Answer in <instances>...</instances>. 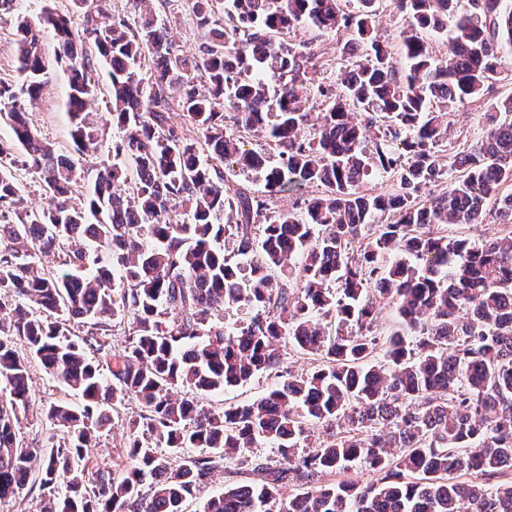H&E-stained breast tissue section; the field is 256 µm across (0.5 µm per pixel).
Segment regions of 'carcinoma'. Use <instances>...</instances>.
<instances>
[{
	"label": "carcinoma",
	"instance_id": "carcinoma-1",
	"mask_svg": "<svg viewBox=\"0 0 512 512\" xmlns=\"http://www.w3.org/2000/svg\"><path fill=\"white\" fill-rule=\"evenodd\" d=\"M109 2L73 0L76 26L49 8L35 26L17 17V77L0 81L12 133L0 142L12 157L0 164V296L14 300L7 312L0 302V500L34 478L40 512H185L222 472L224 491L201 512H512V95L484 102L512 56V0L463 11L392 0L396 47L377 35L376 0L355 13L337 0H191L206 37L189 56L151 0L123 17ZM298 28L345 36L353 57L336 85L317 87L318 110L307 96L317 58L276 39ZM44 30L68 79L74 150L99 142L87 111L95 54L124 161L92 175L22 118L48 85ZM479 102L481 138L448 143V107ZM183 118L199 140L182 136ZM244 131L269 151L245 149ZM17 163L38 174L42 208L23 205ZM234 165L261 172L263 188L225 194ZM451 169L448 191L423 196ZM379 171L391 187L372 183ZM284 193L296 194L290 209L276 207ZM490 217L502 226L493 239L448 235ZM102 246L119 275L95 267ZM379 296L399 322L384 341L372 332ZM125 319L114 350L112 322ZM285 340L316 365L285 367ZM33 359L80 397L44 411L64 435L47 448L16 434ZM266 372L280 383L264 396L204 405ZM129 399L140 406L123 442L132 466L102 468L87 449ZM310 422L326 437L302 448ZM262 442L277 463L248 454ZM358 464L377 479L342 478ZM242 470L251 478L235 479Z\"/></svg>",
	"mask_w": 512,
	"mask_h": 512
}]
</instances>
